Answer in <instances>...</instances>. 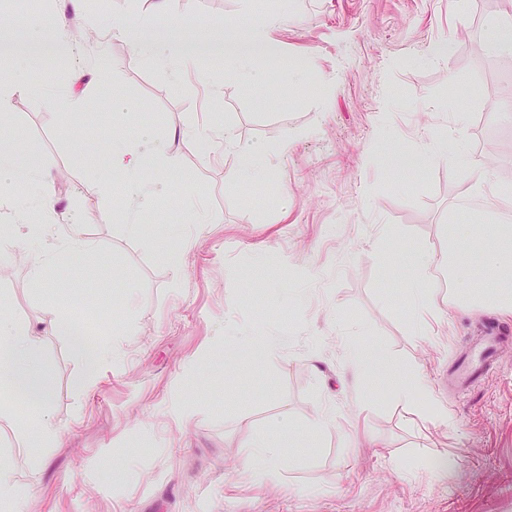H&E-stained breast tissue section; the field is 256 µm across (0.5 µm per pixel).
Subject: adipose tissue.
<instances>
[{
  "label": "adipose tissue",
  "mask_w": 512,
  "mask_h": 512,
  "mask_svg": "<svg viewBox=\"0 0 512 512\" xmlns=\"http://www.w3.org/2000/svg\"><path fill=\"white\" fill-rule=\"evenodd\" d=\"M133 38V37H132ZM134 60L145 58L169 66L172 72H181L184 66L197 60L194 45L178 42L159 49L156 39L137 36L133 38ZM174 168L175 160L166 155L162 148L148 151L123 148L113 154L114 179L97 181L96 187L102 194H110L113 180L125 185L129 208L159 195L162 178L148 179V172L154 167ZM24 182L38 188V207L46 209L51 203L47 180L38 165L18 164L15 154L7 148H0V181ZM448 244L456 247L462 244L478 250L483 261L492 264L512 265V226L508 224H486L480 230H473L468 224H452L448 227ZM0 366L6 367L12 383L41 394L45 391L42 375V351L39 338L29 324L0 316Z\"/></svg>",
  "instance_id": "adipose-tissue-1"
}]
</instances>
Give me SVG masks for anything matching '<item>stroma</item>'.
Listing matches in <instances>:
<instances>
[{"label": "stroma", "instance_id": "35a3bbf8", "mask_svg": "<svg viewBox=\"0 0 512 512\" xmlns=\"http://www.w3.org/2000/svg\"><path fill=\"white\" fill-rule=\"evenodd\" d=\"M259 2L99 0L88 28L69 0H38L41 16L71 24L61 69L55 55H27L25 0H0V81L28 86L0 141L45 166L57 235L77 222L88 244L38 277L39 245L0 244V314L34 325L44 355L45 397L13 399L33 417L49 411L56 429L35 458L32 434L0 420V459L29 490L26 512H512V340L464 393L451 376L481 323L512 328V317L453 306L442 268L426 273L433 316L414 321L403 297L412 261L447 252L449 225L512 222L487 199L512 198V70L485 47L487 21H512V0H275L266 36L278 57L252 83L224 58L177 77L133 63L132 41L107 32L117 19L136 34L220 40L226 25L263 21ZM438 41L450 55H430ZM289 61L299 82L282 72ZM73 87L82 112L51 105ZM116 95L133 106L117 120ZM224 124L271 148L269 182L239 180L232 148L215 159L199 131ZM160 141L178 169L141 204L134 238L122 196L92 183L112 146ZM444 142L482 162L484 188ZM200 210L209 223H195ZM165 243L182 245L181 272ZM58 313L112 345L94 386L47 328ZM241 336L284 343L269 357L237 349ZM374 349L391 365L367 369L369 395L348 359ZM404 371L427 387L399 402L385 380ZM262 434L281 461L258 477L248 457Z\"/></svg>", "mask_w": 512, "mask_h": 512}]
</instances>
